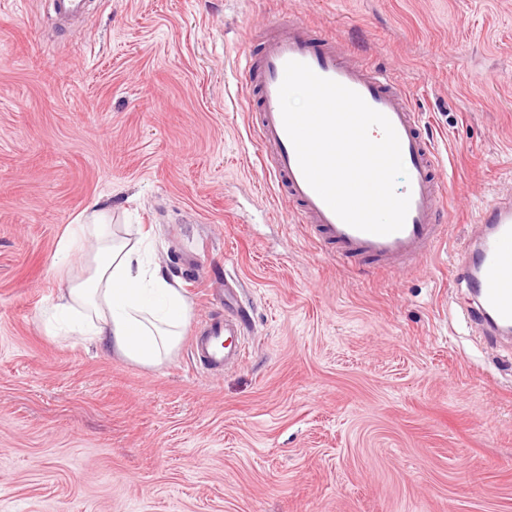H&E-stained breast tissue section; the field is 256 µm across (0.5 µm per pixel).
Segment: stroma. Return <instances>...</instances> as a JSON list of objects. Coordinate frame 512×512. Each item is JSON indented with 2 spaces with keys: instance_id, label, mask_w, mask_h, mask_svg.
<instances>
[{
  "instance_id": "stroma-1",
  "label": "stroma",
  "mask_w": 512,
  "mask_h": 512,
  "mask_svg": "<svg viewBox=\"0 0 512 512\" xmlns=\"http://www.w3.org/2000/svg\"><path fill=\"white\" fill-rule=\"evenodd\" d=\"M299 16L394 72L449 179L453 221L402 275L333 262L249 129L243 69ZM512 194V0H0V512H512V342L466 323L453 263ZM191 308L244 284L247 354L182 339L129 362L50 312L93 202Z\"/></svg>"
}]
</instances>
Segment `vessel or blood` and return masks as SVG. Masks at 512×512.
<instances>
[{
  "mask_svg": "<svg viewBox=\"0 0 512 512\" xmlns=\"http://www.w3.org/2000/svg\"><path fill=\"white\" fill-rule=\"evenodd\" d=\"M290 61L305 63L319 76L356 91L392 123L408 173L407 180L396 188L398 194L410 198L402 230L375 235L350 227L306 181L284 127L279 99L285 65ZM246 82L248 88L257 90L261 101L251 116V125L257 132L265 167L288 198L298 204L297 222L311 225L320 246L337 263L368 273L402 274L434 253L447 233V182L440 176L442 160L426 125L412 109L395 75L323 37L304 19L294 16L277 21L259 51L249 57ZM478 222L473 242L455 261L456 277L474 297L464 317L485 325L490 333H507L512 331V200L489 203L481 210ZM242 290L236 278L213 289V299L223 304L224 313L210 319L191 338V357L200 372L242 362L240 338L246 331Z\"/></svg>",
  "mask_w": 512,
  "mask_h": 512,
  "instance_id": "obj_1",
  "label": "vessel or blood"
}]
</instances>
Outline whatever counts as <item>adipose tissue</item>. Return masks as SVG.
I'll return each mask as SVG.
<instances>
[{
	"label": "adipose tissue",
	"mask_w": 512,
	"mask_h": 512,
	"mask_svg": "<svg viewBox=\"0 0 512 512\" xmlns=\"http://www.w3.org/2000/svg\"><path fill=\"white\" fill-rule=\"evenodd\" d=\"M92 241L89 252L78 243ZM58 270L67 284L57 314L82 335L144 366L162 363L179 345L190 307L168 276L150 264L144 240L117 235L110 210L91 204L60 242Z\"/></svg>",
	"instance_id": "1"
}]
</instances>
